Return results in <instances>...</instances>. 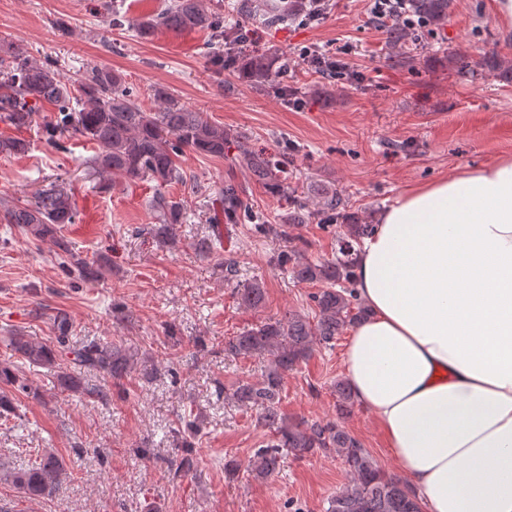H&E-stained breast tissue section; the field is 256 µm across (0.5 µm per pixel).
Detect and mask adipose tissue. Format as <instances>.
Listing matches in <instances>:
<instances>
[{
  "label": "adipose tissue",
  "instance_id": "obj_1",
  "mask_svg": "<svg viewBox=\"0 0 512 512\" xmlns=\"http://www.w3.org/2000/svg\"><path fill=\"white\" fill-rule=\"evenodd\" d=\"M354 400L429 512H512V157L402 191L358 254Z\"/></svg>",
  "mask_w": 512,
  "mask_h": 512
}]
</instances>
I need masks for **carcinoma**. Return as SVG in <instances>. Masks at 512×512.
Masks as SVG:
<instances>
[{"mask_svg":"<svg viewBox=\"0 0 512 512\" xmlns=\"http://www.w3.org/2000/svg\"><path fill=\"white\" fill-rule=\"evenodd\" d=\"M411 14L436 26L448 18L450 0H408ZM307 0H236L231 10L240 17L234 25H224V3L219 0H170L153 17L130 19L118 12L109 23L128 25L139 39L151 38L160 28L169 30H208L213 41L208 62L216 76L228 68L256 89H263L287 77V60L275 53L255 54L245 48L250 42L249 26H276L290 17L304 14ZM154 107H145L126 85L121 74L94 66L78 79L71 80L50 63H41L19 46L0 44V123L16 131L36 130L45 141L61 146V140L77 135L92 143L88 159L93 174L104 177L120 175L128 182L144 178L159 187L173 183L189 184L194 196L215 195L229 224L252 217L244 202L240 186L228 179L218 189L198 181H187L176 159L189 150L199 155L222 158L235 137L181 104L162 87L154 89ZM55 106L54 117L40 118L42 106ZM30 141L21 137L0 138V154L25 155ZM285 156L281 153L244 154L243 167L250 178L265 185L275 195L288 199L286 224H347V233L338 240L336 257L310 261L292 251L280 257L290 265L300 283H325L327 287L311 295L315 319L289 311L282 318L269 320L245 330L224 342V354L248 357L268 356L261 381L242 383L232 393L234 401L256 411L258 424L272 435V442L248 461L247 471L256 480L272 476L283 451L305 457L317 451L334 452L342 458L349 482L345 489L327 500L325 512H422L414 493L398 479L386 474L367 449L336 421L308 423L290 422L279 412L278 404L288 371L305 360L316 345H332L344 327L365 316L357 304L354 288L355 245L372 233L374 225L349 223L347 202L342 194L328 187L313 190L315 208L310 210L291 189L284 177ZM156 224L153 236L176 245L175 226L187 222L183 202L156 193L150 201ZM76 203L63 184L52 182L39 189L33 199L8 201L0 197V223L16 226L27 237L50 241L63 263L75 269L79 277L95 282L102 277L101 267L73 251L61 235L66 224L75 223ZM241 304L259 308L264 301V288L258 282L237 288ZM56 344L50 346L27 336L10 337L17 358L32 367L52 374L57 385L74 396L89 395L82 378L84 371H97L119 381L130 368V356L113 344L88 343L68 348L69 318L60 314L55 319ZM73 355L70 364L75 371L60 369L62 353ZM0 384L18 393L30 390L27 378L18 366L0 362ZM336 397L341 412L348 413L354 403L345 380L336 381ZM63 457L46 449L39 460L25 468L0 467V482L12 485L27 499L50 496L67 476Z\"/></svg>","mask_w":512,"mask_h":512,"instance_id":"1","label":"carcinoma"}]
</instances>
